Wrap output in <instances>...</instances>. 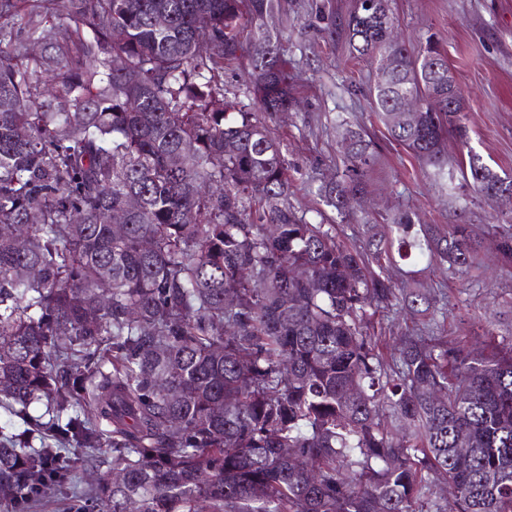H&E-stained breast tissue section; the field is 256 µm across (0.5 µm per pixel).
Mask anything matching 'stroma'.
<instances>
[{
	"instance_id": "35a3bbf8",
	"label": "stroma",
	"mask_w": 512,
	"mask_h": 512,
	"mask_svg": "<svg viewBox=\"0 0 512 512\" xmlns=\"http://www.w3.org/2000/svg\"><path fill=\"white\" fill-rule=\"evenodd\" d=\"M355 0H281L267 20L282 39L288 75L299 104L269 126L290 166L289 201L313 222L335 225L336 238L362 249L368 224L386 226L393 213L406 209L416 223L440 229L465 222L474 240L485 244L498 205L473 196L462 178L453 185L435 181L426 166L393 141L368 102L374 66L352 54L336 35L338 18ZM399 31L411 49L434 39L445 51L467 106L469 142L448 141V165L475 149L486 163L512 174V0H393ZM359 124L377 153L369 193L353 220H341L328 206L323 187L343 179L341 133L344 123ZM392 279L419 280L436 302L430 312L384 316L386 344L408 330H433L449 345L475 351L512 345V265L478 256L467 269H427L410 258L387 266Z\"/></svg>"
}]
</instances>
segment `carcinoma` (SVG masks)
<instances>
[{"label": "carcinoma", "instance_id": "carcinoma-1", "mask_svg": "<svg viewBox=\"0 0 512 512\" xmlns=\"http://www.w3.org/2000/svg\"><path fill=\"white\" fill-rule=\"evenodd\" d=\"M278 8L0 0L18 17L0 26V409L29 425L0 437L1 496L70 482L29 445L46 430L86 461L111 449L112 471L79 495L99 512H439V477L456 512H512V345L409 335L386 360L375 336L376 314L432 306L384 274L389 247L468 267L470 225L442 236L400 211L390 239L368 224L353 251L298 215L258 116L293 101L265 24ZM336 33L375 64L369 99L390 137L453 183L448 137L467 125L462 95L448 110L444 53L409 50L390 0H356ZM244 55L258 112L232 114L224 67ZM406 97L424 103L414 123ZM344 139L346 178L324 190L343 218L375 165L361 131ZM460 173L478 197L507 193L489 249L512 262L509 174L473 150Z\"/></svg>", "mask_w": 512, "mask_h": 512}]
</instances>
